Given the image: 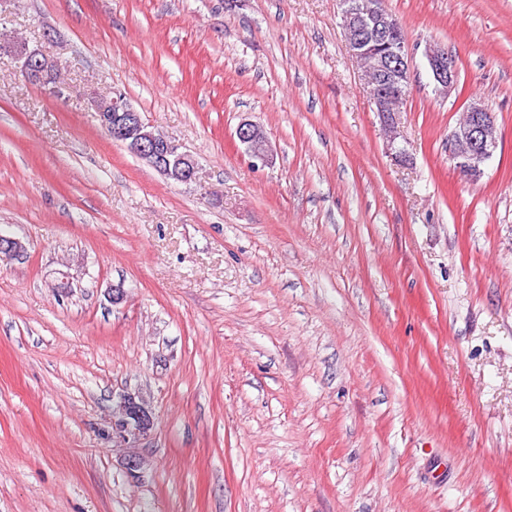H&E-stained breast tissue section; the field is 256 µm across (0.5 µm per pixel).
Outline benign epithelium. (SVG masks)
Instances as JSON below:
<instances>
[{"label": "benign epithelium", "instance_id": "7a95c632", "mask_svg": "<svg viewBox=\"0 0 512 512\" xmlns=\"http://www.w3.org/2000/svg\"><path fill=\"white\" fill-rule=\"evenodd\" d=\"M339 4L347 47L362 80L375 85L372 102L381 117L386 138L393 144L400 137L399 105L409 91L411 59L406 39L398 25L390 20L386 0H339ZM0 49L16 56L18 76L27 81L40 78L52 63L43 52H32L23 45L3 43ZM425 58L436 90L446 95L455 90L458 69L448 50L433 43L426 48ZM112 111L120 113L121 120L112 122L108 116L99 114L102 126L112 140L126 143L131 146L132 153L151 159L158 171L176 183L196 181L199 173L197 159L182 151L175 140L156 136L141 113L123 96L112 97ZM236 136L251 157L264 164L270 161L269 144L259 124L242 121ZM496 148L493 113L477 101L470 102L465 107L464 119L449 139V156L455 167L468 179L476 181ZM119 404V417L113 424L116 435L134 441L151 432L155 424L152 410L137 394H120Z\"/></svg>", "mask_w": 512, "mask_h": 512}]
</instances>
